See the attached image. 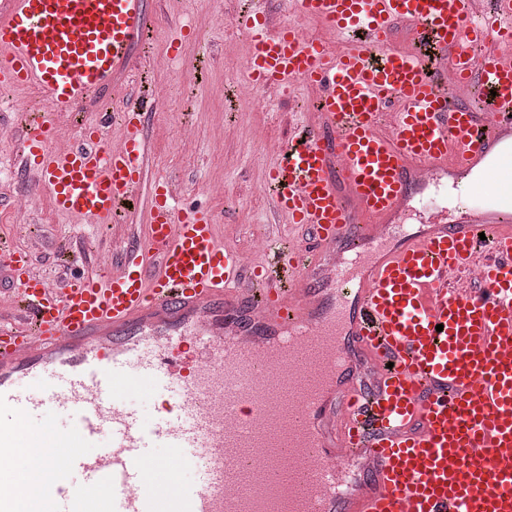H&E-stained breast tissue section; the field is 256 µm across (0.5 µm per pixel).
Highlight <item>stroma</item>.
Instances as JSON below:
<instances>
[{"label": "stroma", "instance_id": "35a3bbf8", "mask_svg": "<svg viewBox=\"0 0 512 512\" xmlns=\"http://www.w3.org/2000/svg\"><path fill=\"white\" fill-rule=\"evenodd\" d=\"M145 2L148 37L133 48L134 67L118 71L112 88L87 101L78 116L58 117L55 149L70 148L84 126L148 88L153 107L143 133L150 159L121 223L144 234L152 186L165 178L177 186L180 206L209 211L225 244L250 251L251 262L263 257V233L311 241L308 228L278 218L264 182L294 125L312 122L313 89L293 80L261 100L232 96V87L248 79L243 65L250 50L237 0ZM26 134L15 112L0 105V238L29 249L33 271L63 280L66 256L92 267L111 253L112 228L57 211L44 196L36 208L18 212L15 199L34 188L32 175L20 172Z\"/></svg>", "mask_w": 512, "mask_h": 512}]
</instances>
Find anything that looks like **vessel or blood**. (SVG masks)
<instances>
[{
	"label": "vessel or blood",
	"instance_id": "obj_1",
	"mask_svg": "<svg viewBox=\"0 0 512 512\" xmlns=\"http://www.w3.org/2000/svg\"><path fill=\"white\" fill-rule=\"evenodd\" d=\"M258 2L241 6L252 81L317 89L316 124L266 178L312 243L248 263L161 179L112 266L62 285L1 247L0 512H512V0H291L359 33L340 54ZM144 3L0 0V83L48 98L20 115L25 166L95 224L140 182L144 108L126 104L116 151L109 113L64 151L56 118L132 65ZM447 174L466 205L448 207ZM143 386L166 398L152 421ZM51 413L64 430L34 432Z\"/></svg>",
	"mask_w": 512,
	"mask_h": 512
}]
</instances>
